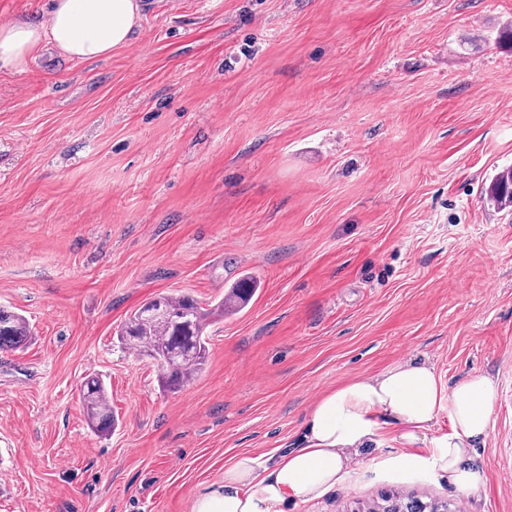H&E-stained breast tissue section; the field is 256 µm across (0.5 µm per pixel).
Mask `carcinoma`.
<instances>
[{
  "label": "carcinoma",
  "instance_id": "cac0c4a2",
  "mask_svg": "<svg viewBox=\"0 0 512 512\" xmlns=\"http://www.w3.org/2000/svg\"><path fill=\"white\" fill-rule=\"evenodd\" d=\"M488 199L500 206L512 205V168L499 172L487 188ZM255 289V282L247 276L221 302L205 309L189 296L159 295L135 310L117 332L125 347L157 362L161 370L162 387L179 389L202 369L208 341L205 330L214 318L234 312L245 306ZM158 305L164 311L161 318L153 317L147 308ZM31 336L26 318L16 312L0 308V349L12 350L24 345ZM79 401L86 414L89 428L100 434H109L115 427L108 389L99 377L90 375L80 384ZM414 503L418 512H448L445 501L422 502L415 497L387 495L379 502L366 506V512H404Z\"/></svg>",
  "mask_w": 512,
  "mask_h": 512
}]
</instances>
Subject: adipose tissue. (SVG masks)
<instances>
[{
    "mask_svg": "<svg viewBox=\"0 0 512 512\" xmlns=\"http://www.w3.org/2000/svg\"><path fill=\"white\" fill-rule=\"evenodd\" d=\"M143 9V0H49L37 19L0 24V70L26 71L47 47L71 60L107 59L129 42ZM496 395L488 376L448 386L432 365L416 360L348 379L314 401L297 445L268 458L236 456L223 480L196 496L191 512H306L355 458L389 436L402 447L393 464L428 467L460 490H479L485 472L475 450L488 436ZM443 412L448 433L425 453L413 452Z\"/></svg>",
    "mask_w": 512,
    "mask_h": 512,
    "instance_id": "adipose-tissue-1",
    "label": "adipose tissue"
}]
</instances>
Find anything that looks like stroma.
<instances>
[{
	"instance_id": "1",
	"label": "stroma",
	"mask_w": 512,
	"mask_h": 512,
	"mask_svg": "<svg viewBox=\"0 0 512 512\" xmlns=\"http://www.w3.org/2000/svg\"><path fill=\"white\" fill-rule=\"evenodd\" d=\"M512 0H147L110 59L0 72V512H191L242 453L294 445L326 389L411 357L492 377L486 482L389 466L307 506L398 491L512 512ZM213 320L163 390L116 332L144 301ZM102 376L118 426H87ZM488 199L504 208L512 204V168L499 172L487 188ZM31 336L26 318L16 312L0 308V349L12 350L24 345Z\"/></svg>"
}]
</instances>
